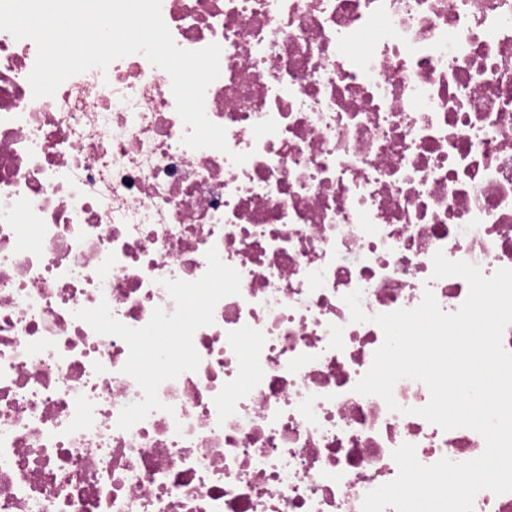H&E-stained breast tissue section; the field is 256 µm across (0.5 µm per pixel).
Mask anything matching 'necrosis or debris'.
I'll list each match as a JSON object with an SVG mask.
<instances>
[{"mask_svg": "<svg viewBox=\"0 0 512 512\" xmlns=\"http://www.w3.org/2000/svg\"><path fill=\"white\" fill-rule=\"evenodd\" d=\"M228 152L143 54L34 98L0 31V512H361L485 443L354 387L371 316L512 268V0H162ZM246 154L236 164L231 153ZM361 290L369 319L350 320Z\"/></svg>", "mask_w": 512, "mask_h": 512, "instance_id": "obj_1", "label": "necrosis or debris"}]
</instances>
